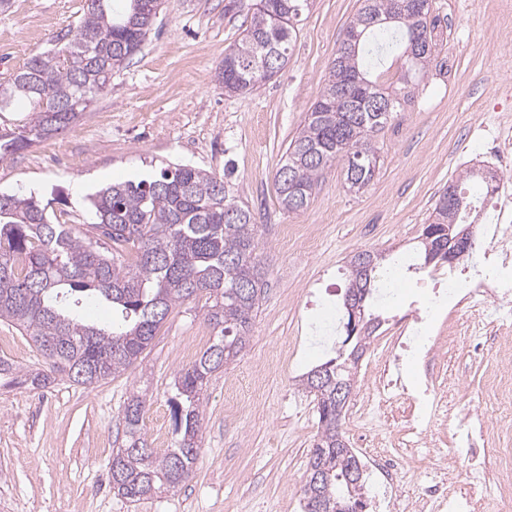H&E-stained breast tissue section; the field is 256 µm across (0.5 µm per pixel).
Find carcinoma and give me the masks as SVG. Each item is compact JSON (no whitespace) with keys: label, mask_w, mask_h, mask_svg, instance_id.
Here are the masks:
<instances>
[{"label":"carcinoma","mask_w":512,"mask_h":512,"mask_svg":"<svg viewBox=\"0 0 512 512\" xmlns=\"http://www.w3.org/2000/svg\"><path fill=\"white\" fill-rule=\"evenodd\" d=\"M85 0L75 29L57 34L53 50L30 58L0 82V112L20 102L31 115L18 130L0 132V157L53 137L104 91L126 67L155 25L162 0ZM395 15L396 0H362L303 125L275 174L282 210L303 211L320 174L342 165L345 184L358 192L378 170L377 135L409 99L412 86L435 57L437 33L432 0ZM312 0H259L249 24L224 50L217 79L230 94H248L288 62L296 24ZM401 60L395 80L384 81L386 64ZM96 222L77 229L59 222L49 202L35 193L0 192V320L30 336L48 370L22 372L0 359V377L46 388L61 375L93 385L140 359L169 310L204 295L207 321L217 339L180 370L170 400L180 438L159 453L142 437L146 396L127 398L125 441L112 453L110 477L117 494L132 501L175 492L193 472L199 455L202 396L209 378L246 345L265 285L259 225L248 207L230 195L224 177L188 164H168L149 179L111 183L89 197ZM469 202L456 185L444 188L424 228L439 232L464 223ZM434 240L419 241L422 262L438 266ZM398 260L361 250L348 259V286L366 290L365 322L352 347L336 356L341 369L318 382L322 413L312 447L336 457V381L354 382L352 348L365 349L380 326L370 311L386 273ZM105 301L112 321L100 325L79 314ZM365 478L347 480L341 470L315 484L305 478L304 500L318 497L335 512L336 501H359Z\"/></svg>","instance_id":"obj_1"}]
</instances>
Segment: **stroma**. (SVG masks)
Returning <instances> with one entry per match:
<instances>
[{
	"mask_svg": "<svg viewBox=\"0 0 512 512\" xmlns=\"http://www.w3.org/2000/svg\"><path fill=\"white\" fill-rule=\"evenodd\" d=\"M258 0H163L162 24L129 65L59 134L0 159V191L33 190L51 201L60 221L92 220L85 195L102 185L150 174L152 164H190L218 174L248 206L261 230L268 270L264 293L245 349L214 373L203 395L201 453L192 478L177 492L132 502L109 482L112 452L125 439L121 420L128 397L148 398L142 433L157 451L176 435L169 400L184 363L180 348L205 318L204 298L173 307L142 362L87 387L56 380L49 388L0 384V512H302L301 486L318 431L314 396L298 383L323 363L334 343L320 341L321 320L336 316L347 283L343 268L359 250L415 256L418 237L437 193L457 180L475 156L472 141L495 131L512 114V54L496 39L512 0H433L442 32L436 63L413 88L414 98L379 133V170L362 192L348 190L341 165L325 169L307 208L292 214L276 199L274 175L289 141L317 98L337 44L360 0H314L296 29L282 72L257 90L230 95L217 79L224 50L237 39ZM85 0H9L0 10V81L50 47L52 36L76 27ZM292 236H283V228ZM428 270L407 274L403 300L381 311V326L357 368L354 400L373 393L370 373L385 341L412 326L414 311L430 312L431 327L448 320L434 309L422 284ZM500 339L480 348L460 339L452 355L434 351L430 365L452 377L448 402L489 407L487 380L499 367ZM0 358L26 370L42 368L30 337L0 321ZM259 378L260 390L236 415L224 410V382ZM389 414L375 430L345 425L356 452L366 446L401 461L406 491L447 473L463 485L467 464L435 453L412 463L394 436Z\"/></svg>",
	"mask_w": 512,
	"mask_h": 512,
	"instance_id": "obj_1",
	"label": "stroma"
}]
</instances>
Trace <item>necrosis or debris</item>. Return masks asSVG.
Returning <instances> with one entry per match:
<instances>
[{
	"mask_svg": "<svg viewBox=\"0 0 512 512\" xmlns=\"http://www.w3.org/2000/svg\"><path fill=\"white\" fill-rule=\"evenodd\" d=\"M496 201L484 202L481 221L490 242L481 262L461 271H438L428 282L436 303L447 306L449 316L461 310L472 315L473 333L494 324L500 330L512 325V189L500 185ZM439 343V336L418 330L413 336L396 337L392 353L375 374L380 404H364L361 423L401 407L406 426L401 441L410 448L425 444L440 415L442 400L430 371L405 383L401 371L411 363L420 341ZM486 413L468 411L448 419V458L468 464L470 493L457 487L404 496L377 475H370L367 493L373 512H512V448L490 449L485 439Z\"/></svg>",
	"mask_w": 512,
	"mask_h": 512,
	"instance_id": "necrosis-or-debris-1",
	"label": "necrosis or debris"
}]
</instances>
